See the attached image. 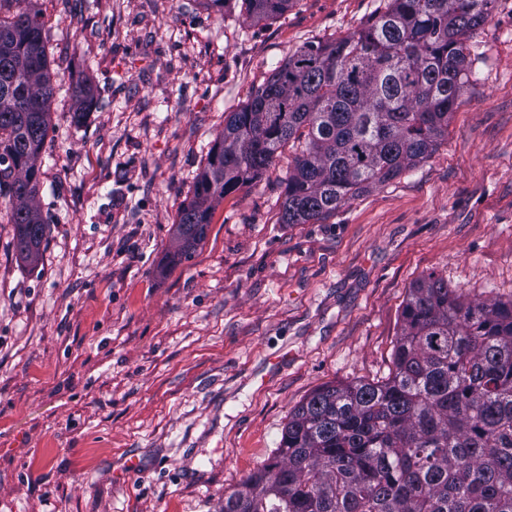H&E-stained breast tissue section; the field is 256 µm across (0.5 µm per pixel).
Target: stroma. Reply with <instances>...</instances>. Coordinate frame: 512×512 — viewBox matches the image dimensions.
Instances as JSON below:
<instances>
[{
	"label": "stroma",
	"mask_w": 512,
	"mask_h": 512,
	"mask_svg": "<svg viewBox=\"0 0 512 512\" xmlns=\"http://www.w3.org/2000/svg\"><path fill=\"white\" fill-rule=\"evenodd\" d=\"M378 4L294 0L249 26L208 0H38L48 230L23 264L0 198V512H224L314 389L388 376L422 277L512 299V0L467 41L430 157L320 223L282 224L284 149L167 265L226 116ZM86 79L97 107L77 125L68 88Z\"/></svg>",
	"instance_id": "35a3bbf8"
}]
</instances>
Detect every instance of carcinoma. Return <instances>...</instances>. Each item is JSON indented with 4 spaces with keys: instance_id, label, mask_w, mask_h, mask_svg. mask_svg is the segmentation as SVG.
I'll list each match as a JSON object with an SVG mask.
<instances>
[{
    "instance_id": "cac0c4a2",
    "label": "carcinoma",
    "mask_w": 512,
    "mask_h": 512,
    "mask_svg": "<svg viewBox=\"0 0 512 512\" xmlns=\"http://www.w3.org/2000/svg\"><path fill=\"white\" fill-rule=\"evenodd\" d=\"M32 0H0V197L18 258L36 266L38 204L54 88ZM496 0H385L359 29L307 42L237 111L178 212L175 266L192 258L224 197L296 154L281 224H317L432 154L467 81L466 41ZM291 0H241L255 25ZM74 120L96 106L73 88ZM392 369L324 384L289 415L279 447L224 512H512V300H469L430 273L409 289Z\"/></svg>"
}]
</instances>
